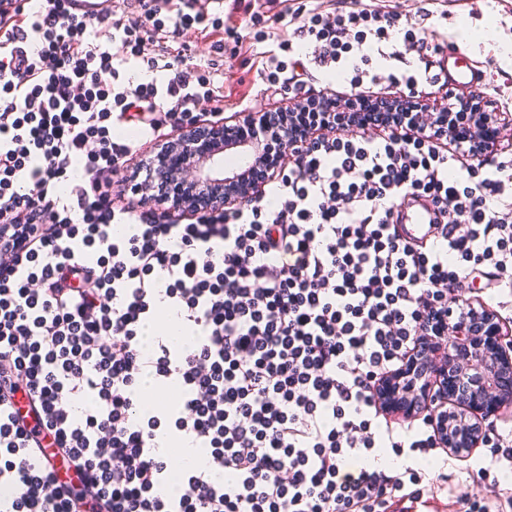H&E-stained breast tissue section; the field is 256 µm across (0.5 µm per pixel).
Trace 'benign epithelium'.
Masks as SVG:
<instances>
[{
  "instance_id": "benign-epithelium-1",
  "label": "benign epithelium",
  "mask_w": 512,
  "mask_h": 512,
  "mask_svg": "<svg viewBox=\"0 0 512 512\" xmlns=\"http://www.w3.org/2000/svg\"><path fill=\"white\" fill-rule=\"evenodd\" d=\"M256 131L253 146L256 152L263 148H275L282 152L290 148L285 127H269L266 119L255 112L248 113L238 121ZM225 126L213 128L191 127L172 144L176 153L191 155L197 152V145L204 138L219 140ZM223 143L201 156L209 166L192 170L195 179L207 182L213 177L224 176L221 163L214 160ZM426 368L434 372V381L440 383L442 403L457 408L454 414L439 415V427L448 435V447L471 448L481 434L480 425L465 428V432H452L454 424L460 422V414H472L482 420L484 415L499 412L502 405L512 400V336L504 333L500 323L490 313L474 314L457 318L454 309H448V340L426 355Z\"/></svg>"
}]
</instances>
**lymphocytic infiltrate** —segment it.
I'll return each instance as SVG.
<instances>
[{
  "label": "lymphocytic infiltrate",
  "mask_w": 512,
  "mask_h": 512,
  "mask_svg": "<svg viewBox=\"0 0 512 512\" xmlns=\"http://www.w3.org/2000/svg\"><path fill=\"white\" fill-rule=\"evenodd\" d=\"M0 0V512H393L417 500L421 454L453 458L436 427L438 386L424 415L389 420L385 385L410 391L411 363L471 314L483 293L511 297L512 69L488 88L444 91L432 125L416 124L438 86L440 44L387 0H116L95 20L68 0L38 10ZM253 27L265 96L292 95V147L239 185L157 183L191 199L192 223L145 204H117L113 175L137 153L127 125L160 135L224 110V71L190 63L189 40L212 49ZM107 32L117 52L89 42ZM398 62L385 72L373 58ZM145 60L163 81L118 66ZM336 83L316 85V73ZM396 95L381 92V85ZM228 207L212 208L215 196ZM410 195L446 221L407 244L390 222ZM96 258H77L82 249ZM168 303L194 337L143 344ZM177 381L183 404L144 413V379ZM207 450L179 473L163 439ZM482 441V512L512 490V429ZM396 466L372 464L383 447Z\"/></svg>",
  "instance_id": "1"
}]
</instances>
